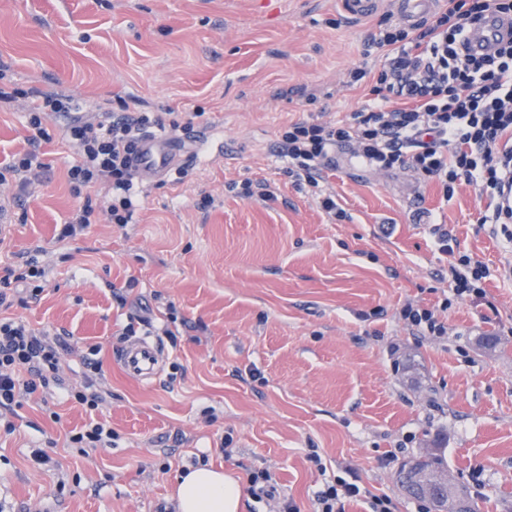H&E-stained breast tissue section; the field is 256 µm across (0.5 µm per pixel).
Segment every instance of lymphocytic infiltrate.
<instances>
[{"mask_svg":"<svg viewBox=\"0 0 512 512\" xmlns=\"http://www.w3.org/2000/svg\"><path fill=\"white\" fill-rule=\"evenodd\" d=\"M512 15V0H447L419 33L392 24L372 38L385 64L371 92L373 100L347 120L327 123L292 120L280 130L281 153L294 183L318 186L332 154L351 145L360 164L379 171L405 169L422 174L453 198L460 185L476 186L482 205L481 223H512V39L498 42L493 52L471 53L466 34L487 13ZM78 100L33 91L27 114L29 148L12 154L6 165L18 190L28 177L48 169L41 144L51 142L52 114L79 111ZM191 119L179 113L101 112L90 120L72 121L66 137L78 153L67 170L74 196L83 200L59 231V239L75 238L89 225L132 223L134 184L138 172L133 156L147 134L189 129ZM112 192L103 208L91 197L99 186ZM442 253L452 256L448 271L457 297L482 299L488 274L468 255H456V237L434 225ZM45 270L32 257L0 268V306L16 286L30 285L31 298L42 293ZM71 345L66 336L32 329L24 321L0 317V410L13 411L22 400L56 380L62 356ZM67 398L80 405L87 422L69 433L79 451L106 449L116 434L99 417L103 398L92 379L71 389ZM364 500L370 512H391L385 495L364 496L344 478L325 483L316 495V512H342L348 500Z\"/></svg>","mask_w":512,"mask_h":512,"instance_id":"1","label":"lymphocytic infiltrate"}]
</instances>
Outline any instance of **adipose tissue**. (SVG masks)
<instances>
[{"mask_svg": "<svg viewBox=\"0 0 512 512\" xmlns=\"http://www.w3.org/2000/svg\"><path fill=\"white\" fill-rule=\"evenodd\" d=\"M240 483L223 471L196 468L178 480L177 512H239Z\"/></svg>", "mask_w": 512, "mask_h": 512, "instance_id": "adipose-tissue-1", "label": "adipose tissue"}]
</instances>
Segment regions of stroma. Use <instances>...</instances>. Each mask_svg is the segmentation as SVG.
Instances as JSON below:
<instances>
[{
    "instance_id": "35a3bbf8",
    "label": "stroma",
    "mask_w": 512,
    "mask_h": 512,
    "mask_svg": "<svg viewBox=\"0 0 512 512\" xmlns=\"http://www.w3.org/2000/svg\"><path fill=\"white\" fill-rule=\"evenodd\" d=\"M392 12L388 0L356 21L338 0H0V87L20 93L0 100V170L26 146L23 94L34 89L77 95L90 114L190 112L213 132L176 172L137 180L134 223L93 224L73 240L57 237L80 204L65 114L48 123L50 167L28 193L0 184L16 226L0 266L30 253L47 271L42 294L8 313L68 332L76 349L62 387L24 401L12 432L0 427V512H167L177 475L199 459L243 485L270 473L274 496L245 494L242 512H279L286 498L315 512L333 476L421 512L397 473L425 450L483 512H512V279L501 271L512 243L480 224L473 186L448 201L413 172L377 173L342 153L315 189L295 185L277 153L288 121L337 122L368 104L371 78L349 71L382 68L370 36ZM247 180L265 181L272 199L228 188ZM321 191L346 220L320 209ZM422 207L489 269L483 304L456 298ZM409 300L440 310L447 333L407 326ZM132 319L165 348L149 382L117 360ZM91 352L117 438L82 455L67 433L87 416L62 389L82 381ZM43 447L51 464H34Z\"/></svg>"
}]
</instances>
